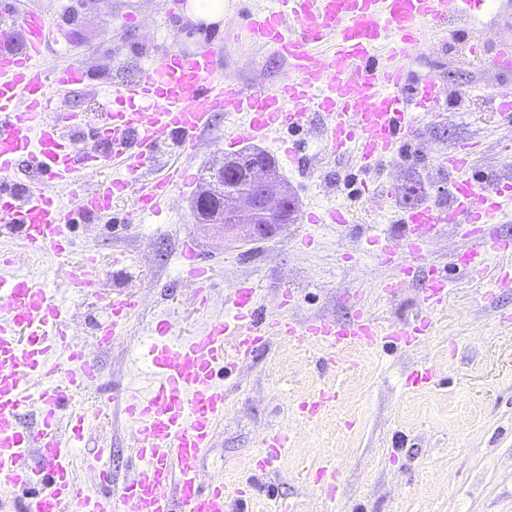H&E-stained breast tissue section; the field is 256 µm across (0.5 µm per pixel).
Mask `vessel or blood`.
I'll list each match as a JSON object with an SVG mask.
<instances>
[{
    "label": "vessel or blood",
    "mask_w": 512,
    "mask_h": 512,
    "mask_svg": "<svg viewBox=\"0 0 512 512\" xmlns=\"http://www.w3.org/2000/svg\"><path fill=\"white\" fill-rule=\"evenodd\" d=\"M493 0H269L251 14L240 38L274 47L288 73L274 88L247 85L224 76L223 42L186 52L163 50L136 76L110 84L102 112L79 114L65 106L66 94L91 84L77 63L47 66L57 28L39 0H25L0 13V235L17 237L33 255L70 253L67 233L75 215L93 220L112 202L133 191L136 209L158 213L174 190H197L190 165L200 133L214 113L244 115V139L308 127L321 119L330 156L353 155L365 173L377 170L401 140L415 137L421 122L444 117L446 89L428 76L413 75L409 60L426 33L448 44V18L468 24L469 53L481 62L512 65V14L499 16L496 41L482 35ZM88 127L96 141L87 150L80 138ZM178 147L175 162L156 168L155 148ZM482 143L473 139L439 158L448 170V198L407 212L401 219L412 257L447 228H464L466 244L456 260L475 276L487 271L489 255L512 254V239L490 232L512 203V178H470ZM122 163L123 175L86 189L88 174ZM37 177L14 187L19 166ZM184 272L194 283L197 306H205L213 270L185 254ZM96 263L65 264L60 277L76 294L94 292L109 323L104 338L124 335L139 309L136 294L97 288ZM423 299L441 304L448 283L435 267L423 276ZM231 318L210 324L186 339L151 340L138 353L154 380L148 395L127 394L118 403L133 425L138 479L114 487L111 451L98 448L87 458L97 492L83 489L75 460L96 417L81 397L96 385L95 359L73 342L70 315L34 278L17 274L12 255L0 251V512H237L239 500L222 478L202 482V457L224 419L227 394L217 370L236 367L268 347L271 336L336 349L352 342L375 345L383 330L356 313L344 323L317 320L296 328L285 317L260 316L256 286L234 289ZM65 363H58V356ZM36 408L37 428H24L25 409ZM286 438L265 439L255 465L265 472Z\"/></svg>",
    "instance_id": "b4317fda"
}]
</instances>
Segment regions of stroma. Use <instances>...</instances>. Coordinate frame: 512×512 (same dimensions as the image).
I'll return each instance as SVG.
<instances>
[{
	"label": "stroma",
	"mask_w": 512,
	"mask_h": 512,
	"mask_svg": "<svg viewBox=\"0 0 512 512\" xmlns=\"http://www.w3.org/2000/svg\"><path fill=\"white\" fill-rule=\"evenodd\" d=\"M222 19L196 15L190 0H43L64 30L65 53L49 52L48 64L77 61L93 71L96 85L71 95L73 112L99 107L100 79L117 64L134 74L159 38L193 51L243 25L266 0H223ZM453 92L444 120L421 126L415 140L403 142L381 171L366 174L354 163L331 160L318 127L287 132L309 169L297 168L275 144L263 149L275 161L279 180L299 209L331 206L350 211L346 224L288 225L277 235L257 240L221 236L198 224L189 198L175 197L158 217L135 214L132 198L113 204L100 220L76 217L70 226L71 260L94 246L105 288L130 287L141 307L123 338L97 354L103 377L96 396L105 412L87 431L84 445L112 446L118 482L136 474L130 465L133 431L111 412L113 392L146 394L151 377L131 355L132 345L170 325L171 336H193L229 311L233 287L242 280L258 286L269 318L288 317L298 325L319 318L347 321L355 303L386 330L427 320L431 329L406 346L385 338L367 348L348 346L329 354L322 348L272 337L255 360L223 372L228 402L224 421L202 459V477L220 476L227 488L253 483L243 512H512V288L497 284L503 258L491 257L484 276L454 266L461 241L458 230L438 234L423 250L419 266L449 269L445 301L437 308L423 302L421 279L405 281L398 297L380 285L399 277L406 261L397 253L382 263L367 240L374 235L399 242V223L409 206L406 186L420 189L417 204L445 197L448 177L435 156L465 138L483 142L472 177L512 175V156L501 144L512 142V126L496 122L490 107L468 97L474 88L512 89V71L494 64L471 65L458 46L447 52L425 42L412 61ZM285 62L269 47L232 42L224 49V73L267 88L283 79ZM232 119L216 114L201 138L195 169L237 153L228 144ZM392 188L373 211H364L366 183ZM195 245L213 268L206 308L194 309L195 287L183 272V251ZM126 253L129 266L113 267V253ZM60 261L40 258L39 281L64 297L73 330L82 339L98 335L108 317L95 295H67L52 271ZM291 291L282 306L283 291ZM427 365L430 384L409 385L412 372ZM337 398L320 413L302 417L299 406L321 391ZM286 443L272 468L255 474L251 461L263 454L268 435ZM333 475L334 498H326L319 472Z\"/></svg>",
	"instance_id": "1"
}]
</instances>
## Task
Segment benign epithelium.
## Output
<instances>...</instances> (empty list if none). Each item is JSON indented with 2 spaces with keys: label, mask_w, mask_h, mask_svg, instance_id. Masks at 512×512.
<instances>
[{
  "label": "benign epithelium",
  "mask_w": 512,
  "mask_h": 512,
  "mask_svg": "<svg viewBox=\"0 0 512 512\" xmlns=\"http://www.w3.org/2000/svg\"><path fill=\"white\" fill-rule=\"evenodd\" d=\"M250 157L245 166L233 155L209 167V179L195 203L198 223L265 236L296 222L297 204L272 174L273 159L260 150Z\"/></svg>",
  "instance_id": "obj_1"
}]
</instances>
